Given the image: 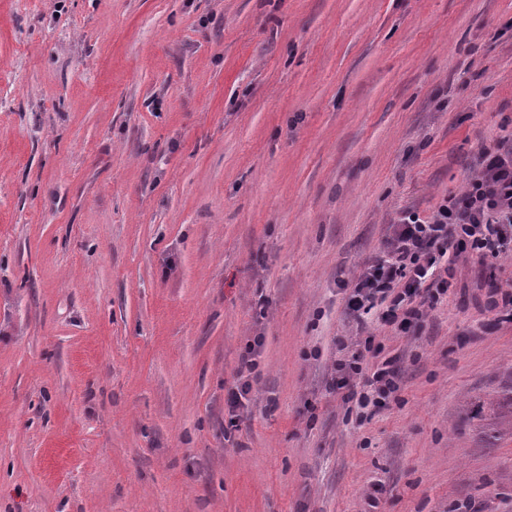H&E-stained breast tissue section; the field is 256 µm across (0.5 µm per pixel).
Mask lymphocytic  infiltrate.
<instances>
[{
	"instance_id": "f902f5d3",
	"label": "lymphocytic infiltrate",
	"mask_w": 512,
	"mask_h": 512,
	"mask_svg": "<svg viewBox=\"0 0 512 512\" xmlns=\"http://www.w3.org/2000/svg\"><path fill=\"white\" fill-rule=\"evenodd\" d=\"M512 244V137L482 149L465 188L445 198L427 218L403 209L381 253L354 278L347 309L362 319L381 309L382 320L407 328L419 322L450 286L455 264L494 261ZM396 357L351 353L335 367V389L362 379L376 400L399 388Z\"/></svg>"
}]
</instances>
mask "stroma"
I'll list each match as a JSON object with an SVG mask.
<instances>
[{
  "instance_id": "obj_1",
  "label": "stroma",
  "mask_w": 512,
  "mask_h": 512,
  "mask_svg": "<svg viewBox=\"0 0 512 512\" xmlns=\"http://www.w3.org/2000/svg\"><path fill=\"white\" fill-rule=\"evenodd\" d=\"M510 135L512 0H0V512H512V253L347 310ZM363 343L364 350L371 353V361H365L362 350L351 353L347 359L341 360L335 367L338 373L333 383V390L350 389L355 379H363L364 385L372 390L376 404L388 399L399 389L398 368L396 363L398 356L380 358L379 351H372V337L368 336L363 341H358L357 346Z\"/></svg>"
}]
</instances>
